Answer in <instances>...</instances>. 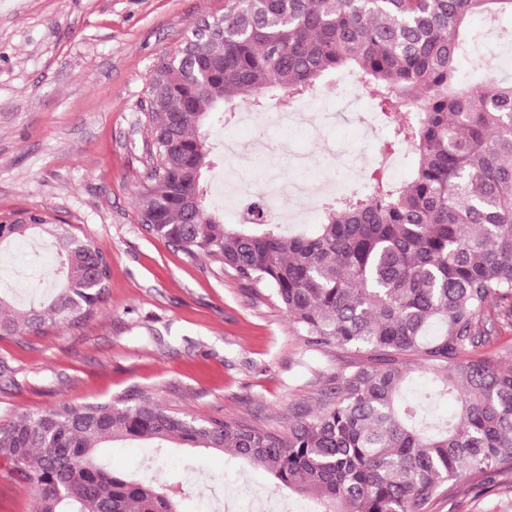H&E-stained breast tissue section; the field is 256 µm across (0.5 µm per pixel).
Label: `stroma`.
<instances>
[{
  "instance_id": "obj_1",
  "label": "stroma",
  "mask_w": 512,
  "mask_h": 512,
  "mask_svg": "<svg viewBox=\"0 0 512 512\" xmlns=\"http://www.w3.org/2000/svg\"><path fill=\"white\" fill-rule=\"evenodd\" d=\"M225 0H0V221L40 210L72 225L110 258L103 303L82 324L49 335L0 340V419L63 402L114 399L132 389L206 417H236L284 429L291 409L312 394L311 368L335 369V352L306 347L287 314L206 259L193 260L147 233L137 219V189L149 160L143 149L148 88L156 65L201 18ZM321 139L299 131L224 125L211 132L249 149L259 136L277 151L306 157L282 180L320 178L361 186L385 128L360 121L366 97L349 94ZM112 469L160 467L201 498L281 504L270 475L221 452L114 448ZM426 512H512V475L483 495L431 502Z\"/></svg>"
}]
</instances>
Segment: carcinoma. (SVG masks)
I'll return each instance as SVG.
<instances>
[{
  "instance_id": "obj_1",
  "label": "carcinoma",
  "mask_w": 512,
  "mask_h": 512,
  "mask_svg": "<svg viewBox=\"0 0 512 512\" xmlns=\"http://www.w3.org/2000/svg\"><path fill=\"white\" fill-rule=\"evenodd\" d=\"M512 19V0H230L224 40L189 38L154 70L149 170L138 219L191 258L271 291L306 345L350 355L313 369L314 408L278 431L202 418L131 390L116 401L64 402L0 420V460L34 512H182L163 478L113 471L107 448L218 450L264 468L317 512H423L473 479L512 472V364L482 349L512 327V77L467 81L481 34L471 21ZM364 91L383 117L380 150L407 179L372 171L368 187L321 203L318 223L226 224L208 175L220 152L207 128L244 103L304 105ZM46 235L50 291L14 313L0 291V339L78 324L104 301L110 259L40 211L0 222V245ZM433 388L404 394L419 370ZM440 399L453 415L436 414Z\"/></svg>"
}]
</instances>
